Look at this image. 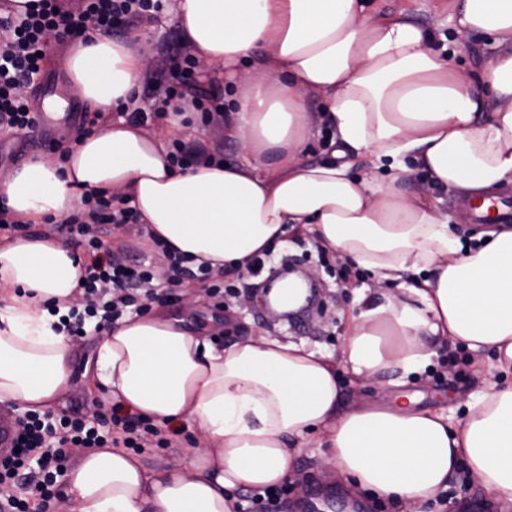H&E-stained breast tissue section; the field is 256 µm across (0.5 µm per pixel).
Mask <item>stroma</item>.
<instances>
[{"instance_id":"stroma-1","label":"stroma","mask_w":512,"mask_h":512,"mask_svg":"<svg viewBox=\"0 0 512 512\" xmlns=\"http://www.w3.org/2000/svg\"><path fill=\"white\" fill-rule=\"evenodd\" d=\"M373 11L392 14L406 11L418 24L432 30L435 35L451 36L452 27L448 16L452 11V0H370ZM186 45L179 29L171 17L157 22L151 46V65L142 78L140 104L152 109L156 84L172 79L173 66L185 55ZM337 256L332 252L317 251L307 242H299L296 250L275 251L265 259L262 270L238 279L242 294L261 293L275 273L294 266L295 270H307L315 274L318 281L317 297L325 301L328 310L318 317L305 312H295L292 318L271 317L262 307H221L217 301L202 297L191 316L194 325L209 327L215 345L230 343L235 338L253 332H263L281 339L304 341L327 350L338 349L342 327L340 312L350 310L352 288L374 285L369 272L352 268L350 289H343L336 276ZM78 357L72 381L78 391V400L73 413L92 417L95 411L110 409L111 403L100 392L88 391V380L84 376L87 361L92 360L95 342L90 336L78 337ZM436 355L426 372L411 379L407 392L417 394L421 406L444 411L450 424H457L466 413L467 397L482 387V372L496 365L492 352L476 353L464 346H452L438 341L434 344ZM322 451L310 446L297 462V476L287 483L288 494L277 512H306L309 504L324 500L360 505L362 512H394L391 504L377 500L367 493L350 491L344 483L330 482L316 473V464ZM427 512H499L498 506L485 494L478 480L467 469H459L448 484V489L427 507Z\"/></svg>"}]
</instances>
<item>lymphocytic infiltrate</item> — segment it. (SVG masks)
<instances>
[{
	"instance_id": "f902f5d3",
	"label": "lymphocytic infiltrate",
	"mask_w": 512,
	"mask_h": 512,
	"mask_svg": "<svg viewBox=\"0 0 512 512\" xmlns=\"http://www.w3.org/2000/svg\"><path fill=\"white\" fill-rule=\"evenodd\" d=\"M70 8L66 0H38L25 13L12 15L8 0H0V133H20L31 137L37 131V113L20 88L33 84L44 70L52 44L66 36L111 35L119 28L131 29L157 18L167 8V0H77ZM198 62L190 55L176 62L173 79L157 89L158 104L168 106L183 101L197 110L210 104V94L197 78ZM82 208L60 229L69 235L84 256L83 310H72L66 327L73 336L84 333L87 319L112 323L127 307L139 301L175 302L172 290L160 293L153 285L154 271L148 265L124 266L112 256L103 236L108 227L138 223V213L114 206L101 192L84 194ZM167 281L173 287L190 282L204 283L210 296L235 295V286L209 266L190 268L185 256L165 253ZM17 453L0 462V512H46L52 498L61 493L59 479L63 462L71 448H165L169 440L151 420L125 416L118 409L99 411L93 421L81 417H48L29 414L19 418ZM32 484L37 506L16 495V486Z\"/></svg>"
}]
</instances>
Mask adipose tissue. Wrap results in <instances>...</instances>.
Masks as SVG:
<instances>
[{
  "label": "adipose tissue",
  "mask_w": 512,
  "mask_h": 512,
  "mask_svg": "<svg viewBox=\"0 0 512 512\" xmlns=\"http://www.w3.org/2000/svg\"><path fill=\"white\" fill-rule=\"evenodd\" d=\"M459 37L490 36L478 76L405 13L367 0H176L183 41L224 75V137L234 160L176 167L172 144L203 136L200 112L159 118V132L118 121L80 138L66 162L28 156L0 179V208L24 224L66 217L84 193L136 209L153 238L231 276L297 240L351 258L376 277L353 292L337 351L251 333L218 347L189 306L129 314L95 334L86 372L111 402L194 435L185 458L148 470L96 448L66 470L68 512H236L237 493L283 484L318 443L323 472L424 512L467 467L512 512V385L487 382L452 426L393 394L446 340L491 351L512 370V226L463 241L445 194L491 206L512 187V0H454ZM152 26L75 43L61 60L69 93L98 111L140 104ZM326 103L311 112L310 93ZM330 160L304 162L316 123ZM434 195L408 193L412 170ZM83 260L56 236L0 246V404L56 412L74 396L76 345L58 330L82 295ZM379 391L343 405L339 371Z\"/></svg>",
  "instance_id": "obj_1"
}]
</instances>
